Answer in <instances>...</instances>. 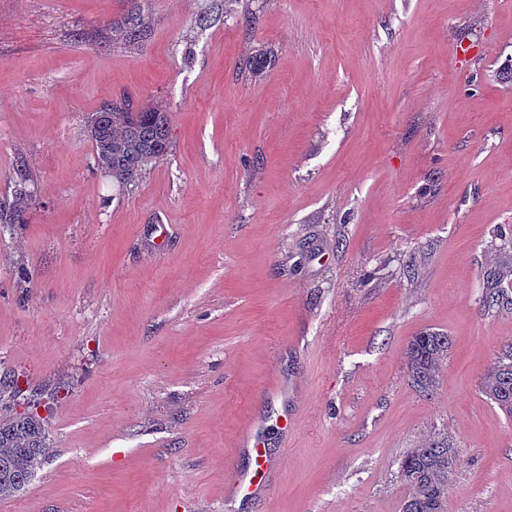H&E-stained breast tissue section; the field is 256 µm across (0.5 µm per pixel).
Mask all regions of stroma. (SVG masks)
I'll list each match as a JSON object with an SVG mask.
<instances>
[{
  "label": "stroma",
  "mask_w": 512,
  "mask_h": 512,
  "mask_svg": "<svg viewBox=\"0 0 512 512\" xmlns=\"http://www.w3.org/2000/svg\"><path fill=\"white\" fill-rule=\"evenodd\" d=\"M0 0V373L51 448L0 512H401L432 427L451 512H512V420L479 390L512 341V0ZM273 50L262 75L246 67ZM171 115L132 185L88 124ZM414 261V276L404 271ZM448 334L440 389L405 349ZM267 450L264 492L226 498ZM119 30L126 41L130 43H136L142 41L148 35V23L145 18L136 11L128 12L124 17L121 23H118ZM17 178L18 184H16V200L11 211L9 214L6 213L5 215L0 211V233L4 231V229L7 230L11 228L12 224H20V222L23 221V215L26 209V201L30 196L29 192L27 191L26 184L30 179L26 173V170L23 171L22 169H18ZM487 287L483 295V305L487 310L495 306L498 309L512 306V296L509 288H512V264H505L498 269L491 270L487 274Z\"/></svg>",
  "instance_id": "stroma-1"
}]
</instances>
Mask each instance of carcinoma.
Masks as SVG:
<instances>
[{
	"label": "carcinoma",
	"mask_w": 512,
	"mask_h": 512,
	"mask_svg": "<svg viewBox=\"0 0 512 512\" xmlns=\"http://www.w3.org/2000/svg\"><path fill=\"white\" fill-rule=\"evenodd\" d=\"M148 23L136 11L127 13L118 30L130 43L148 35ZM90 137L97 168L126 186L142 177L149 166L165 157L171 144V120L168 112L155 106L134 105L126 98L106 105L90 121ZM16 200L7 214L0 212V232L23 221L29 197V176L18 171ZM512 264L487 274L483 305L491 310L512 306ZM450 339L438 331H422L406 347L407 376L424 396H432L448 360ZM479 390L507 416L512 417V342L505 344L492 358ZM49 453L46 428L32 413L23 411L0 417V499L26 492L37 469ZM459 464L455 449L445 430L435 429L409 449L398 461V477L409 493L402 512H449L450 479Z\"/></svg>",
	"instance_id": "cac0c4a2"
}]
</instances>
